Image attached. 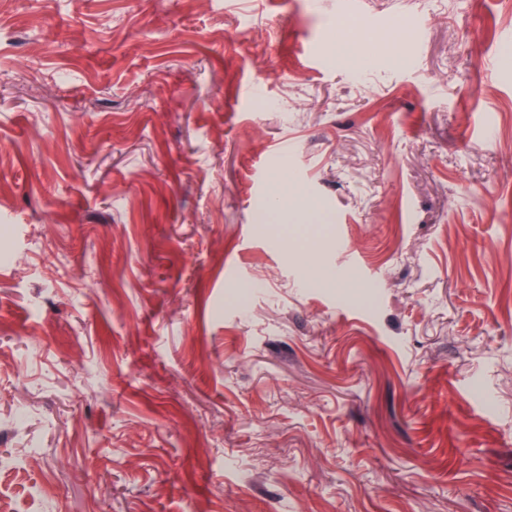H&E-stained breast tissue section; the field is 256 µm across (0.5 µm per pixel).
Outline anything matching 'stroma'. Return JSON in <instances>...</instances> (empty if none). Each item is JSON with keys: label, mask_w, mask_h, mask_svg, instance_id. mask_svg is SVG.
Wrapping results in <instances>:
<instances>
[{"label": "stroma", "mask_w": 512, "mask_h": 512, "mask_svg": "<svg viewBox=\"0 0 512 512\" xmlns=\"http://www.w3.org/2000/svg\"><path fill=\"white\" fill-rule=\"evenodd\" d=\"M353 2L0 14L1 494L512 512V0Z\"/></svg>", "instance_id": "stroma-1"}]
</instances>
